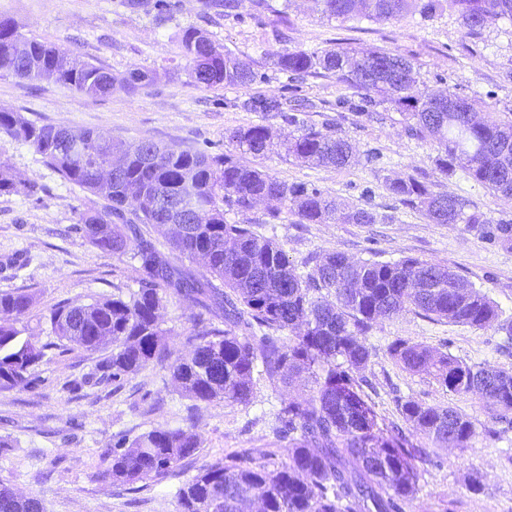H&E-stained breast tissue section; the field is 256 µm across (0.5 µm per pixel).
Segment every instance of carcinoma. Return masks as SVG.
<instances>
[{"mask_svg": "<svg viewBox=\"0 0 512 512\" xmlns=\"http://www.w3.org/2000/svg\"><path fill=\"white\" fill-rule=\"evenodd\" d=\"M320 14L341 21L393 20L415 11L431 19L441 0H313ZM462 25L478 33L492 17L512 20V0H448ZM0 23V69L24 79L49 73L56 81L91 96L112 94L114 84L133 91L149 75L132 69L122 78L48 42L27 39L13 21ZM180 53L199 87H249L262 73L216 45L196 29L180 38ZM274 68L297 76L334 74L359 95L339 101L360 116L380 106L399 112L409 135L437 143L443 173L460 168L475 182L512 197V119L486 123L475 118L479 102L450 93L440 99L414 92L418 72L407 58L386 51L368 54L338 45L321 53L283 49L270 54ZM244 107L278 112L298 127L284 139L266 125L228 134L235 152L206 154L153 141L104 143L91 130L38 125L20 112L0 110V136L26 143L68 183L86 193L77 231L103 253L130 256L140 288L123 297L51 309L49 322L65 345L97 351L100 336L112 337L105 367L112 379L168 363L172 380L188 399L200 403L249 405L256 378L275 389L304 372L309 397L284 401L273 433L288 442V460L275 466L250 458H219L205 465L178 491L179 512H244L252 500L262 512H404L418 492L421 464L435 448H464L476 427L450 406L396 400L412 437L396 424L379 421L375 405L357 376L371 358L366 337L381 320L412 312L434 321L493 328L512 343V317L481 290L439 263L404 258L351 260L338 250L310 255L301 274L287 252L252 224H229L230 211L242 216L260 201L273 203L265 223L294 210L300 224H375L377 213L331 197L305 184H288L241 162L239 155L277 154L320 167L343 168L353 156L350 140L336 129H320L289 112L282 98L249 97ZM122 175L108 189L99 169L113 155ZM403 206L436 224H468L480 235L512 244V224L466 213L456 197L435 194L414 176L386 182ZM34 193L15 180L0 161V195ZM180 224L168 234L170 254L144 236L142 227ZM200 261L203 272L181 260ZM199 308L188 341V357L170 359L162 310L167 294ZM33 297L24 291L0 293V391L29 382L46 357L45 347L16 327L29 315ZM220 319L224 327L214 320ZM389 354L405 370L425 372L454 394L481 397L490 422L512 415V370L464 363L447 353L397 338ZM186 426L154 429L118 445L106 475L133 485L161 480L170 468L199 448L193 414ZM0 512H43L34 496L0 485Z\"/></svg>", "mask_w": 512, "mask_h": 512, "instance_id": "obj_1", "label": "carcinoma"}]
</instances>
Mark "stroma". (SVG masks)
<instances>
[{"label": "stroma", "instance_id": "obj_1", "mask_svg": "<svg viewBox=\"0 0 512 512\" xmlns=\"http://www.w3.org/2000/svg\"><path fill=\"white\" fill-rule=\"evenodd\" d=\"M257 13L253 0H239L237 15L224 16L212 0H147L131 10L126 0H0V16L12 18L25 37L55 44L115 76L137 68L150 81L130 94L114 88L94 97L54 79H21L0 69V110L32 120L91 129L115 140H152L208 154L228 150L230 131L263 124L281 134L291 126L274 112H251L242 103L252 92L310 99L314 110L305 122L335 124L352 141L356 160L343 169L316 167L271 155L262 166L287 183L314 185L350 204L376 211L375 224H301L292 213L279 223L265 221L264 206L249 215L260 234L275 238L294 265L312 253L335 249L352 259L394 261L414 257L448 266L486 293L512 316V247L482 238L466 224H435L421 212L391 198L388 180L415 175L436 194L466 202L493 222H512V198L494 194L461 170L443 174L436 166L437 145L408 135L400 114L380 111L369 120L339 106L354 93L322 74L301 81L272 67L265 51L303 49L320 52L352 44L386 50L415 63L417 92H450L482 101V117L504 119L512 111V21L492 20L472 35L447 11L429 21L327 20L310 0H268ZM287 9L292 26L278 39V9ZM193 27L266 76L251 90L239 86L197 87L181 57L179 40ZM378 153L368 162L369 153ZM0 161L19 180L34 184L31 195H0V292L22 290L34 305L27 333L46 345L44 363L29 383L0 391V484L41 498L44 512H177V491L199 469L219 457L285 461L288 450L271 429V414L281 401L306 397L311 383L295 378L271 389L260 383L252 404H192L182 396L164 366L155 364L121 380L104 366L106 351L56 345L46 319L60 302L88 304L139 284L128 257L112 256L90 245L74 230L84 194L48 166L29 145L0 138ZM196 307L170 297L163 310L166 342L172 357L188 355L187 342ZM402 337L449 354L470 365L512 369V347L503 334L448 324L406 313L379 322L367 343L372 351L363 375L369 395L386 422H399L396 398L451 406L477 429L463 449L434 448L415 498L405 512H512V424L498 423L497 435L485 433L488 417L476 395H457L430 376L404 370L387 352ZM194 409L202 446L162 480L134 485L105 477L108 455L118 441L153 429L183 426ZM480 489H467L471 481Z\"/></svg>", "mask_w": 512, "mask_h": 512}]
</instances>
